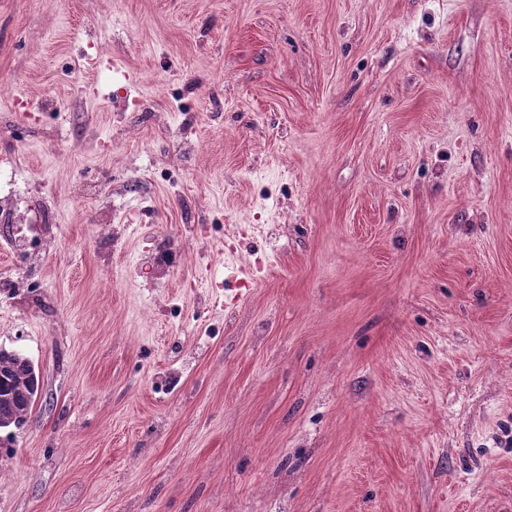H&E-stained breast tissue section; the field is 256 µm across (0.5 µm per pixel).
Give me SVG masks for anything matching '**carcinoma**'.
Wrapping results in <instances>:
<instances>
[{
    "mask_svg": "<svg viewBox=\"0 0 512 512\" xmlns=\"http://www.w3.org/2000/svg\"><path fill=\"white\" fill-rule=\"evenodd\" d=\"M37 385L38 376L27 357L0 350V429L24 422L37 395Z\"/></svg>",
    "mask_w": 512,
    "mask_h": 512,
    "instance_id": "carcinoma-1",
    "label": "carcinoma"
}]
</instances>
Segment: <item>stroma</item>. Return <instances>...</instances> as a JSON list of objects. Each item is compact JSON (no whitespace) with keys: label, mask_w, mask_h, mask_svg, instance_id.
Wrapping results in <instances>:
<instances>
[{"label":"stroma","mask_w":512,"mask_h":512,"mask_svg":"<svg viewBox=\"0 0 512 512\" xmlns=\"http://www.w3.org/2000/svg\"><path fill=\"white\" fill-rule=\"evenodd\" d=\"M0 512H512V0H0ZM38 376L30 360L15 351L0 350V429L19 427L37 395Z\"/></svg>","instance_id":"1"}]
</instances>
